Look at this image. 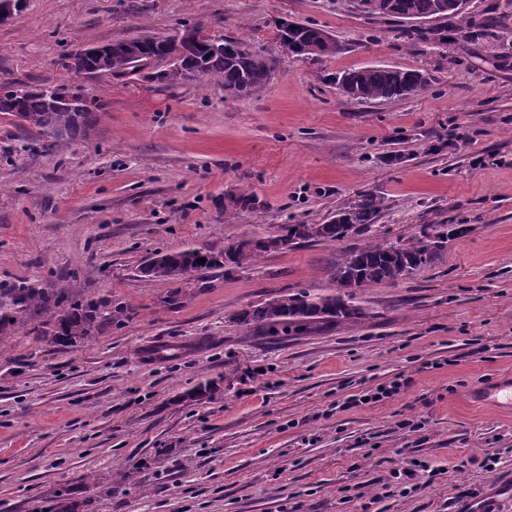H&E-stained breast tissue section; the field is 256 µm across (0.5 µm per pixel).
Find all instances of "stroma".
Instances as JSON below:
<instances>
[{"mask_svg": "<svg viewBox=\"0 0 512 512\" xmlns=\"http://www.w3.org/2000/svg\"><path fill=\"white\" fill-rule=\"evenodd\" d=\"M469 6L499 24L439 47L352 0H24L0 25V84H63L100 110L87 138L51 148L0 115V281L128 311L77 348L35 342L33 313L0 346V512H44L64 491L79 512H512V404L480 398L512 379V0ZM283 20L340 50L276 57L251 97L63 67L75 49L186 25L269 51ZM374 65L429 83L395 100L341 94L339 72ZM243 191L258 209L225 216ZM362 191L385 199L370 238L460 230L431 266L356 289L363 319L300 336L234 320L334 293L338 243L263 254L174 309L170 282L138 278L152 252L322 224ZM162 346L173 357L154 356ZM399 375V395L345 408ZM207 379L210 400L176 402ZM418 459L435 477L387 495Z\"/></svg>", "mask_w": 512, "mask_h": 512, "instance_id": "obj_1", "label": "stroma"}]
</instances>
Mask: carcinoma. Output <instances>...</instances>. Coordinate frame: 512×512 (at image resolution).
Returning a JSON list of instances; mask_svg holds the SVG:
<instances>
[{
	"instance_id": "obj_1",
	"label": "carcinoma",
	"mask_w": 512,
	"mask_h": 512,
	"mask_svg": "<svg viewBox=\"0 0 512 512\" xmlns=\"http://www.w3.org/2000/svg\"><path fill=\"white\" fill-rule=\"evenodd\" d=\"M364 15L373 18L409 20H457L461 25L482 27L468 8L469 0L453 7H441L442 0H357ZM191 33V48L181 57L179 49L161 38L137 36L111 43L83 48L84 73L90 77L136 74L153 68L155 78L169 85L181 80L200 83H218L228 97H249L265 91L272 80L270 60L252 50L241 49L243 43L232 38L214 44L212 37L199 26H187ZM322 29L303 23H293L288 37L278 38L276 52L282 56H301L318 60L339 51L333 37L323 39ZM454 30L446 25L410 28V40L422 43L444 44ZM336 84L344 94L363 101L406 98L426 89L428 81L417 70L387 66H368L344 71L336 76ZM67 90L63 84L37 88L0 85V114L12 117L19 126L49 138L54 142L84 138L98 121V113L86 105L71 109L62 104L58 94ZM256 208L252 195L228 196L224 212ZM384 209V198L371 191L358 193L345 207L336 211L324 224H285L281 237L273 239H241L223 248H193L181 251H157L138 266L139 278L145 282L168 281L177 284L162 299L167 306H179L188 300L194 290L211 283L216 272L245 268L267 252H283L301 242L336 244L366 233ZM457 234L446 224H428L419 233L403 241L369 239L342 251L332 267L340 294L310 297L305 292L283 295L235 314L236 322L267 336H288L312 333L332 322L359 320L362 308L353 304L349 288H364L383 283H394L409 277L431 264L448 243V236ZM205 262L200 263L198 259ZM32 312L43 316L33 329L35 341L62 347H78L90 339L99 328L119 321L126 309L112 305L106 299L79 300L57 288H37L21 282H0V344L7 333L24 324ZM213 387L205 382L178 396L201 402L211 397Z\"/></svg>"
}]
</instances>
